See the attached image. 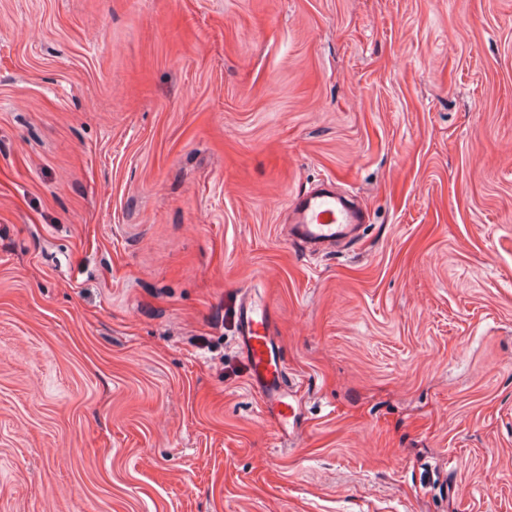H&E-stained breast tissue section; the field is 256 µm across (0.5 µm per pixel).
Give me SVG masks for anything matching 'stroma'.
Listing matches in <instances>:
<instances>
[{"instance_id":"stroma-1","label":"stroma","mask_w":512,"mask_h":512,"mask_svg":"<svg viewBox=\"0 0 512 512\" xmlns=\"http://www.w3.org/2000/svg\"><path fill=\"white\" fill-rule=\"evenodd\" d=\"M0 512H512V0H0ZM289 236L318 249L326 244L354 238L363 213L322 184L306 193H299L289 206ZM275 313L269 303L245 291L239 308L238 345L250 370L252 388L273 416L279 438L298 431L299 400L289 392L274 336Z\"/></svg>"}]
</instances>
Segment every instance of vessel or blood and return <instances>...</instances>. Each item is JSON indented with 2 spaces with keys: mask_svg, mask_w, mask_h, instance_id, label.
<instances>
[{
  "mask_svg": "<svg viewBox=\"0 0 512 512\" xmlns=\"http://www.w3.org/2000/svg\"><path fill=\"white\" fill-rule=\"evenodd\" d=\"M289 236L317 249L354 238L363 213L330 189L319 186L297 195L289 206ZM275 313L269 303L244 292L238 316V345L250 370L253 389L272 415L279 437L298 431L299 400L289 392L274 336Z\"/></svg>",
  "mask_w": 512,
  "mask_h": 512,
  "instance_id": "vessel-or-blood-1",
  "label": "vessel or blood"
}]
</instances>
